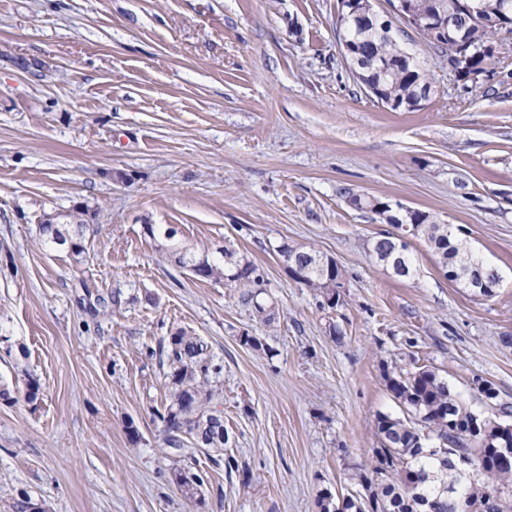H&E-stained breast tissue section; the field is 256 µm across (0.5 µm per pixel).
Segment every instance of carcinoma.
I'll list each match as a JSON object with an SVG mask.
<instances>
[{"mask_svg": "<svg viewBox=\"0 0 512 512\" xmlns=\"http://www.w3.org/2000/svg\"><path fill=\"white\" fill-rule=\"evenodd\" d=\"M512 0H471L474 14L461 20L466 39L477 45L492 47L489 57L470 58L468 72L486 73L489 61L501 62L509 53L505 30L484 23V19L499 15L505 2ZM443 0H411L412 10L420 15L435 16ZM338 38L353 47L356 77L364 86L380 91L378 102L392 110H415L422 100L423 91L431 90L426 73L404 50L392 35L391 23L361 25L347 14H338ZM353 205L368 209L383 224L407 222L418 225L419 238L423 239L436 256L437 262L448 273L464 277L476 265L483 263L473 251L460 243L450 241V227L438 222L428 212L416 210L411 215H400L386 207L382 201L355 199ZM61 223L41 225L43 243L65 245L75 262L84 259L86 247L82 240L81 216L59 214ZM151 237L171 242L168 251L179 264L196 265L194 274L207 280L223 279L230 286L260 287L257 268L249 262L233 261V254L224 251V264L198 256L186 246L174 242L176 231L171 227L150 225ZM384 243L373 242L372 252L381 262L392 266L399 276H407L412 260L406 253L398 263L387 258ZM312 261L306 284L320 290L327 301L336 297V282L343 277L339 266ZM170 372L169 392L163 410L157 418L163 423V442L178 458L193 460L198 452L224 451V435L214 431L218 418L209 414L208 407L215 397V380L224 366L206 354V347L196 336L180 330L169 336L162 346ZM388 390L400 405L402 416L380 414L377 433L381 448L376 450V465L371 471L357 474V484L363 493L350 497L339 506L335 497L324 493L319 500L320 512H466V507L476 509L490 498L500 499L494 512H512V464L496 462V452L490 444L497 438L500 421L489 419L483 432L472 443H459L456 435L471 430L472 410L462 404L445 382L427 365L405 369L396 365L384 368ZM457 447L469 454L478 474L473 479L456 483L454 494L441 491L448 481V448ZM173 481L189 499L199 496L198 489L205 484L206 473L190 467H179L172 472Z\"/></svg>", "mask_w": 512, "mask_h": 512, "instance_id": "cac0c4a2", "label": "carcinoma"}]
</instances>
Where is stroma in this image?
<instances>
[{"instance_id": "obj_1", "label": "stroma", "mask_w": 512, "mask_h": 512, "mask_svg": "<svg viewBox=\"0 0 512 512\" xmlns=\"http://www.w3.org/2000/svg\"><path fill=\"white\" fill-rule=\"evenodd\" d=\"M337 8L0 0V512H319L374 467L377 415L401 413L387 365L430 366L478 412L489 381L512 407V56L466 83L409 32L432 88L392 111L354 78ZM343 187L450 225L498 269L495 294L449 280L419 239L396 275L372 254L389 225ZM76 209L81 263L39 233ZM149 224L256 266L273 320L178 267ZM285 243L337 262L335 305L290 276ZM181 329L224 366L215 405L239 464L197 454L196 500L154 416L170 371L156 350ZM193 468L184 467L176 468L172 472V480L181 487V490L189 499L196 498L200 495L198 489L205 484V478L207 477L206 473L200 471H193Z\"/></svg>"}]
</instances>
